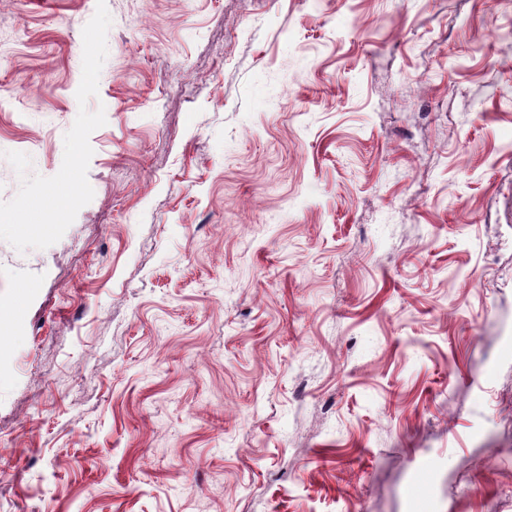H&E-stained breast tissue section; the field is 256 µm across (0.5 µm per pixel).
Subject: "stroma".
I'll use <instances>...</instances> for the list:
<instances>
[{
	"instance_id": "35a3bbf8",
	"label": "stroma",
	"mask_w": 512,
	"mask_h": 512,
	"mask_svg": "<svg viewBox=\"0 0 512 512\" xmlns=\"http://www.w3.org/2000/svg\"><path fill=\"white\" fill-rule=\"evenodd\" d=\"M510 22L0 0V512H512Z\"/></svg>"
}]
</instances>
